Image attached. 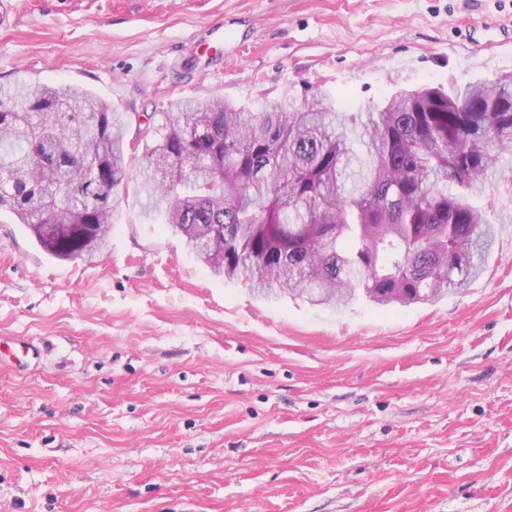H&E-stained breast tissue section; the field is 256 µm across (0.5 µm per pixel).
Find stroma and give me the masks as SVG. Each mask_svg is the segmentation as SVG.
<instances>
[{
	"instance_id": "1",
	"label": "stroma",
	"mask_w": 512,
	"mask_h": 512,
	"mask_svg": "<svg viewBox=\"0 0 512 512\" xmlns=\"http://www.w3.org/2000/svg\"><path fill=\"white\" fill-rule=\"evenodd\" d=\"M0 86L71 84L136 144L187 98L328 96L512 72V0H17ZM224 27L197 73L182 49ZM486 42L485 50L472 46ZM129 179L92 259L0 211V512H512V179L485 271L434 303L336 311L214 277ZM37 358L40 352L36 346L19 336H0V364L7 363L17 372L28 368L25 358Z\"/></svg>"
}]
</instances>
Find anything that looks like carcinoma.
<instances>
[{
	"instance_id": "carcinoma-1",
	"label": "carcinoma",
	"mask_w": 512,
	"mask_h": 512,
	"mask_svg": "<svg viewBox=\"0 0 512 512\" xmlns=\"http://www.w3.org/2000/svg\"><path fill=\"white\" fill-rule=\"evenodd\" d=\"M126 116L76 86L0 88V208L49 255L91 258L128 179ZM147 213L210 270L324 303L435 301L470 285L495 241L475 202L512 155V74L401 87L357 112L316 94L253 112L181 101L143 136Z\"/></svg>"
}]
</instances>
